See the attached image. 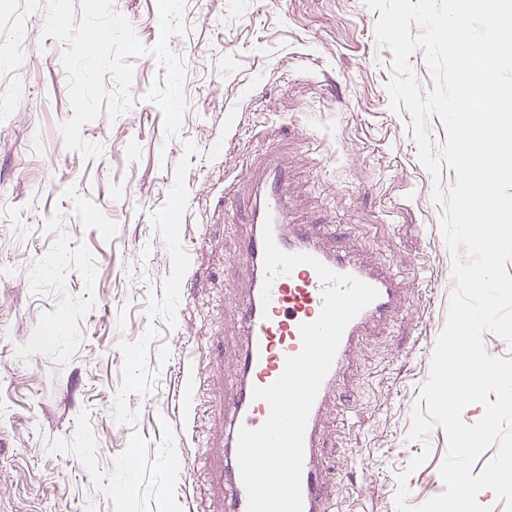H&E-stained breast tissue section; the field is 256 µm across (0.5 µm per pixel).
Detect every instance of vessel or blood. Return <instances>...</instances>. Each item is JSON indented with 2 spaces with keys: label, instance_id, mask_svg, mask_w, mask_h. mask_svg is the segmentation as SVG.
Returning <instances> with one entry per match:
<instances>
[{
  "label": "vessel or blood",
  "instance_id": "vessel-or-blood-1",
  "mask_svg": "<svg viewBox=\"0 0 512 512\" xmlns=\"http://www.w3.org/2000/svg\"><path fill=\"white\" fill-rule=\"evenodd\" d=\"M254 201L247 222L250 226L247 249L253 266L252 286L238 306V320L245 345L237 359V375L224 400V412L230 417L222 444V462L227 493L223 512H247V493L242 483L238 460V435L241 428L260 427L269 415L265 401L252 397L257 386L274 382L282 373L287 357L301 349L299 327L314 321L322 307L323 285L315 270L307 265L291 274L266 283L263 227L271 225L277 245L289 253L310 254L329 268L363 280L374 286L378 298L365 307L346 327L332 367L323 380L309 414L304 434L302 471L303 512H331L328 483L320 454L321 415L329 389L335 383L345 357L364 326L391 320L402 297L398 282L377 267L358 263L344 252H330L317 240L307 224L292 223L288 215L285 186L288 170L270 154L251 166Z\"/></svg>",
  "mask_w": 512,
  "mask_h": 512
}]
</instances>
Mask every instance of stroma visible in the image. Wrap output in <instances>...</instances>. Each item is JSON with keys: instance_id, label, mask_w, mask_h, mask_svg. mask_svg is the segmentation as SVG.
<instances>
[{"instance_id": "obj_1", "label": "stroma", "mask_w": 512, "mask_h": 512, "mask_svg": "<svg viewBox=\"0 0 512 512\" xmlns=\"http://www.w3.org/2000/svg\"><path fill=\"white\" fill-rule=\"evenodd\" d=\"M145 48L132 104L82 129L63 44L26 21L23 60L0 73V512H212L207 450L224 438L251 265L248 169L277 152L298 224L397 274V318L370 327L323 409L335 512H396L444 489L442 427L410 439L455 281L442 232L456 173H430L393 56L365 0H113ZM177 120H170V112ZM198 383L194 411L186 391ZM183 457L187 473L161 459ZM424 463L409 470L412 458ZM406 484H399L400 473Z\"/></svg>"}]
</instances>
